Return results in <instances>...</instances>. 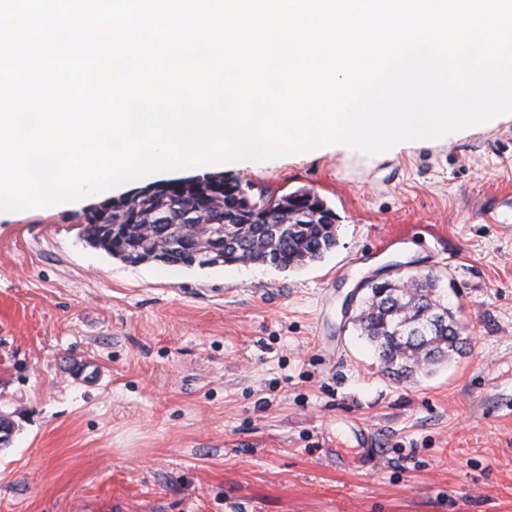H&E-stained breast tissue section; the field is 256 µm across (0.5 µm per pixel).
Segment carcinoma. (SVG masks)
I'll return each instance as SVG.
<instances>
[{"instance_id":"obj_1","label":"carcinoma","mask_w":512,"mask_h":512,"mask_svg":"<svg viewBox=\"0 0 512 512\" xmlns=\"http://www.w3.org/2000/svg\"><path fill=\"white\" fill-rule=\"evenodd\" d=\"M238 181L221 173L150 183L131 199L109 200L88 213L83 228L85 240L121 261L139 265L156 261L153 242L137 232L140 224L156 223L161 212L191 209L202 224H225L224 238L237 248L224 247L221 255L200 245L189 228H177L189 244L185 255L172 261L176 266L218 267L240 262L262 263L279 270L301 268L323 260L336 247L333 224H311L294 220L293 213L312 205L333 213L318 195L297 189L281 196L250 197L269 207L267 224L252 222V210L239 200ZM127 226L130 232L106 231V225ZM360 335L374 350L382 371L397 381H413L465 352L466 338L452 311L437 294L435 280L423 276L410 292L398 281L371 290L357 317Z\"/></svg>"}]
</instances>
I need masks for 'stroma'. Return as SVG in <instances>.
<instances>
[{"label": "stroma", "instance_id": "obj_1", "mask_svg": "<svg viewBox=\"0 0 512 512\" xmlns=\"http://www.w3.org/2000/svg\"><path fill=\"white\" fill-rule=\"evenodd\" d=\"M217 170L311 190L335 249L130 265L83 237L103 196L0 215V512H512V116ZM401 274L434 278L469 346L399 382L349 298Z\"/></svg>", "mask_w": 512, "mask_h": 512}]
</instances>
